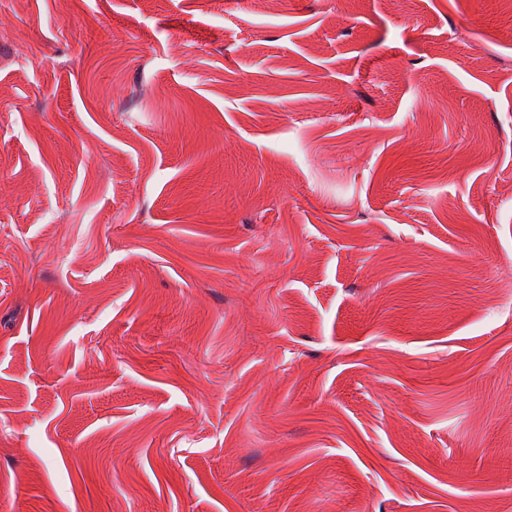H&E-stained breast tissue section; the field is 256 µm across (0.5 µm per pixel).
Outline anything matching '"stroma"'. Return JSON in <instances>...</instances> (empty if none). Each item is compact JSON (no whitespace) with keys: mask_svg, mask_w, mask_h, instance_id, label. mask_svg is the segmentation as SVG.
I'll return each instance as SVG.
<instances>
[{"mask_svg":"<svg viewBox=\"0 0 512 512\" xmlns=\"http://www.w3.org/2000/svg\"><path fill=\"white\" fill-rule=\"evenodd\" d=\"M511 503L512 0H0V512Z\"/></svg>","mask_w":512,"mask_h":512,"instance_id":"obj_1","label":"stroma"}]
</instances>
